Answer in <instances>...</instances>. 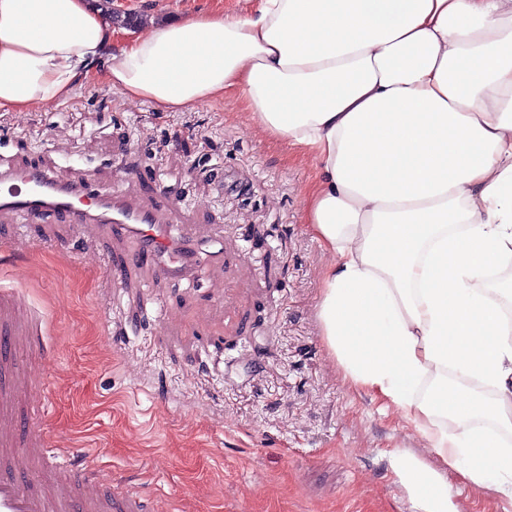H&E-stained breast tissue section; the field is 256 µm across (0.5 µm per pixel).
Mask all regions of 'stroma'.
<instances>
[{
  "label": "stroma",
  "mask_w": 512,
  "mask_h": 512,
  "mask_svg": "<svg viewBox=\"0 0 512 512\" xmlns=\"http://www.w3.org/2000/svg\"><path fill=\"white\" fill-rule=\"evenodd\" d=\"M236 0H112L187 17ZM0 168H39L121 191L191 229L225 262L192 281L151 264L109 227L0 213V288L42 321L38 427L159 512H415L390 461H440L395 405L352 387L316 317L334 258L303 220L316 160L272 141L235 100L160 112L106 86L0 111ZM29 265L27 279L10 269Z\"/></svg>",
  "instance_id": "1"
}]
</instances>
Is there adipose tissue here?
Wrapping results in <instances>:
<instances>
[{
  "label": "adipose tissue",
  "mask_w": 512,
  "mask_h": 512,
  "mask_svg": "<svg viewBox=\"0 0 512 512\" xmlns=\"http://www.w3.org/2000/svg\"><path fill=\"white\" fill-rule=\"evenodd\" d=\"M101 0H0V110L100 82L160 112L231 97L318 163L305 222L335 257L317 317L353 386L441 468L392 457L417 512L446 469L512 490V0H246L119 38Z\"/></svg>",
  "instance_id": "obj_1"
}]
</instances>
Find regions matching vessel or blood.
I'll return each instance as SVG.
<instances>
[{
	"mask_svg": "<svg viewBox=\"0 0 512 512\" xmlns=\"http://www.w3.org/2000/svg\"><path fill=\"white\" fill-rule=\"evenodd\" d=\"M0 211L42 222L109 226L113 235L133 240V261L152 263L163 278L194 275L200 259L188 236L173 234L163 213L112 189L57 179L31 169L0 170ZM33 328L17 291L0 293V512H157L152 501L131 490L101 483L92 463L77 465L59 451V472L43 484L30 480L35 463L50 454L44 433L25 431L14 409L41 404L35 383L19 364L17 349L33 345Z\"/></svg>",
	"mask_w": 512,
	"mask_h": 512,
	"instance_id": "b4317fda",
	"label": "vessel or blood"
}]
</instances>
